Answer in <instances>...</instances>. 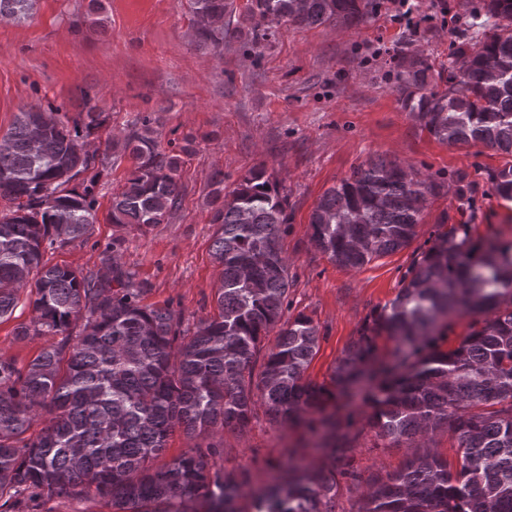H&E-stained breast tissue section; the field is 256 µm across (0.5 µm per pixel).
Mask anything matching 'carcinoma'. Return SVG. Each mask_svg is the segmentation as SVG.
Listing matches in <instances>:
<instances>
[{"label":"carcinoma","mask_w":512,"mask_h":512,"mask_svg":"<svg viewBox=\"0 0 512 512\" xmlns=\"http://www.w3.org/2000/svg\"><path fill=\"white\" fill-rule=\"evenodd\" d=\"M35 0H0V20L21 21ZM375 0H189L197 47L219 55L235 38L257 50L282 24L355 23ZM491 17L512 18V0H484ZM398 91L435 139L482 144L512 157V29L461 41L443 88L428 87L425 58L399 59ZM152 115L111 137L102 153L88 138L106 123L92 109L77 116L30 108L0 137V319L29 291L35 316L18 336L59 340L25 368L0 357V512H53L45 494L100 496L112 512H342L341 484L355 487V512H512V241L475 242L452 226L437 235L394 299L376 310L334 367L330 384L306 380L318 328L288 310V258L280 239L288 197L263 169L230 192L211 176L212 256L220 267L218 313L182 327L180 311L143 303L147 289L120 264L123 239L99 254L101 268L43 263L45 248L84 240L96 223L95 188L112 150L133 167L112 198L110 222L145 232L179 209L178 156L162 149ZM512 200V164L492 174ZM435 185L410 167L372 158L319 199L311 241L340 266L360 268L406 247ZM471 317L448 345L452 317ZM274 346L257 364L264 336ZM394 341L393 360L377 341ZM278 426L304 428L340 466L312 469L294 452L273 484L251 488L249 471L215 463L225 428L245 430L256 400ZM343 399L346 422L327 413ZM49 418L35 435L32 424ZM379 440L424 449L385 475H363L350 453L353 419ZM178 427L199 442L162 465ZM457 441L456 470L426 450L440 431Z\"/></svg>","instance_id":"carcinoma-1"}]
</instances>
